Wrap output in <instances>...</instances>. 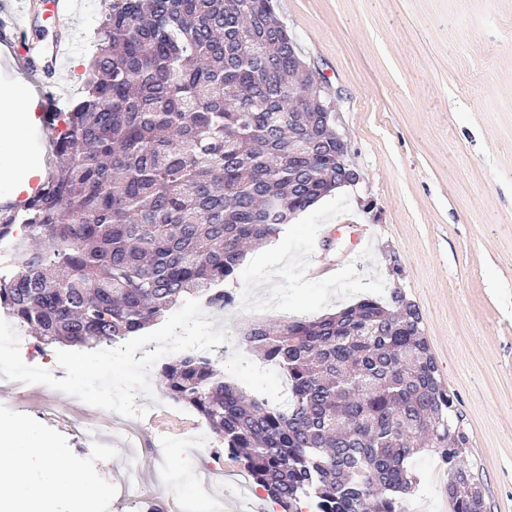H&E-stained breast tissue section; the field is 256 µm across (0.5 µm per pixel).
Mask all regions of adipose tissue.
Here are the masks:
<instances>
[{
    "label": "adipose tissue",
    "instance_id": "adipose-tissue-1",
    "mask_svg": "<svg viewBox=\"0 0 512 512\" xmlns=\"http://www.w3.org/2000/svg\"><path fill=\"white\" fill-rule=\"evenodd\" d=\"M42 471L40 485H31L32 466ZM102 487L82 481L59 468L44 452V440L31 426L0 431V512H53L54 496L78 500L84 512H94Z\"/></svg>",
    "mask_w": 512,
    "mask_h": 512
}]
</instances>
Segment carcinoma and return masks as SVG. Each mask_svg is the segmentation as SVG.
<instances>
[{
  "mask_svg": "<svg viewBox=\"0 0 512 512\" xmlns=\"http://www.w3.org/2000/svg\"><path fill=\"white\" fill-rule=\"evenodd\" d=\"M288 40L271 0H113L46 181L0 207V311L45 347H92L188 299L230 305L248 248L336 190V130H312ZM242 341L281 371L283 401L194 353L158 376L281 512H402L425 451L449 512H485L457 397L401 290Z\"/></svg>",
  "mask_w": 512,
  "mask_h": 512,
  "instance_id": "obj_1",
  "label": "carcinoma"
}]
</instances>
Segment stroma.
Returning a JSON list of instances; mask_svg holds the SVG:
<instances>
[{
    "label": "stroma",
    "mask_w": 512,
    "mask_h": 512,
    "mask_svg": "<svg viewBox=\"0 0 512 512\" xmlns=\"http://www.w3.org/2000/svg\"><path fill=\"white\" fill-rule=\"evenodd\" d=\"M112 0H82L67 24L50 14L32 22L28 42L70 38L74 50L44 86L0 65V86L18 83V105L35 109L75 95L90 38ZM304 60L322 72L336 104V129L349 144L358 183L301 213L274 239L250 251L224 288L239 302L220 326L238 336L254 324L314 319L398 288L418 308L422 331L470 436L467 464L487 512H512V0H272ZM366 246H358L360 234ZM332 269L311 278L312 261ZM192 302L170 311L127 351L152 356L150 339L195 336ZM235 364L248 390L278 395L274 374L249 350ZM120 393L146 385L124 415L141 428L142 404L165 394L157 374L126 359L111 371L94 363L75 378L79 399L59 405L103 416L111 403L98 384ZM39 396L0 412V428L35 427L56 462L85 481L116 486L128 454L123 441L89 447L78 431L39 415Z\"/></svg>",
    "instance_id": "1"
}]
</instances>
